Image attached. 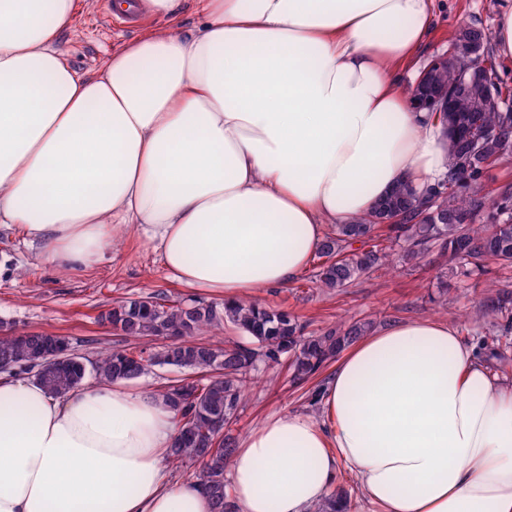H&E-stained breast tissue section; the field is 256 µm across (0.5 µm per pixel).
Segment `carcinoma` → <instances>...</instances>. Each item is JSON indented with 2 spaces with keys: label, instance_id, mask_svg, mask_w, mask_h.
I'll return each mask as SVG.
<instances>
[{
  "label": "carcinoma",
  "instance_id": "1",
  "mask_svg": "<svg viewBox=\"0 0 512 512\" xmlns=\"http://www.w3.org/2000/svg\"><path fill=\"white\" fill-rule=\"evenodd\" d=\"M491 39L489 31L466 23L455 32L453 45L467 46L486 58ZM471 68L472 56L460 51L439 79L451 92ZM468 106V100L460 99L458 111L441 116V123L450 130L449 171L443 181L422 192L402 185L367 216L352 224H338L335 232L327 234L317 251L325 258L318 272L322 287L345 288L359 275L388 266L393 246L401 241L406 244L401 259L414 265L431 263L434 252L450 264L472 260L477 268L486 261L512 262V190L502 191L489 205L481 195L488 169L512 156V112L481 113V125L470 136L466 134L471 116ZM487 207L492 209L489 223H476ZM382 229L385 245L376 242L377 231ZM357 242L361 243L358 248L354 247ZM104 319L127 339L151 340L170 332L183 333L185 339L156 352L150 347L137 352L109 348L93 364L98 378L110 383L132 381L154 365L209 373L200 381L170 385L160 396L174 411L178 424L171 458L200 465L201 481L212 499L211 512H236L224 482L234 448L211 423L218 417L230 423L259 365H279L289 355L294 378L306 381L319 375L369 329L367 323L355 321L305 336L297 317L286 308L244 301L170 305L157 294L124 300ZM225 324L245 333L251 346L218 348L191 339ZM66 342L63 336L43 333L0 336V368L39 366L33 379L52 396L65 394L83 384L87 376L84 358L73 354L54 365L42 362L50 347Z\"/></svg>",
  "mask_w": 512,
  "mask_h": 512
}]
</instances>
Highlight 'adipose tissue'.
<instances>
[{
  "label": "adipose tissue",
  "instance_id": "ef3b65f1",
  "mask_svg": "<svg viewBox=\"0 0 512 512\" xmlns=\"http://www.w3.org/2000/svg\"><path fill=\"white\" fill-rule=\"evenodd\" d=\"M177 24L65 62L77 0H0V224L75 273L132 224L176 282L235 301L303 272L330 224L448 172L446 135L399 90L431 0H198ZM322 417H269L227 470L240 512H310L347 469L375 512H512V382L454 325L360 338ZM155 392L54 398L0 370V512H211L167 465Z\"/></svg>",
  "mask_w": 512,
  "mask_h": 512
}]
</instances>
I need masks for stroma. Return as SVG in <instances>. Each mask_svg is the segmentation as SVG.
Returning a JSON list of instances; mask_svg holds the SVG:
<instances>
[{
  "label": "stroma",
  "instance_id": "1",
  "mask_svg": "<svg viewBox=\"0 0 512 512\" xmlns=\"http://www.w3.org/2000/svg\"><path fill=\"white\" fill-rule=\"evenodd\" d=\"M504 0H433L436 18L426 51L402 74L401 85L413 83L435 57L449 55L452 35L462 24L475 22L494 29ZM105 0H82L73 25L59 47L74 69L96 71L113 47L138 39L159 27L160 18L141 12L135 24L106 23ZM317 262L291 283L257 291L254 302L294 313L306 335L318 334L344 320L370 322L378 331L393 322L439 317L451 322L465 343L478 346L491 372L512 378V307L483 314L481 303L490 289L512 292V266L486 264L470 275L442 274L434 266L400 265L373 271L336 292L320 286ZM164 293L170 303H191L196 294L173 281L158 252L145 244L134 226L122 227L101 261L77 273H60L42 264L23 241L19 229L0 227V336L36 332L66 337L88 362L115 345L119 333L104 315L118 302ZM308 385H296L288 371L264 375L230 427L241 441L266 418L301 413L319 416L321 404L310 403Z\"/></svg>",
  "mask_w": 512,
  "mask_h": 512
}]
</instances>
